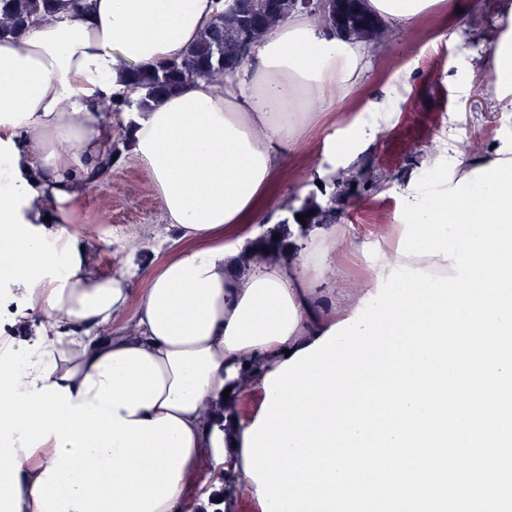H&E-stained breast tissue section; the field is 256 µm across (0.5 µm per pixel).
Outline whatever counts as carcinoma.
<instances>
[{
	"label": "carcinoma",
	"mask_w": 512,
	"mask_h": 512,
	"mask_svg": "<svg viewBox=\"0 0 512 512\" xmlns=\"http://www.w3.org/2000/svg\"><path fill=\"white\" fill-rule=\"evenodd\" d=\"M293 0H235L234 6L216 16L199 35L188 56L168 62L154 71L131 70V85L142 91L136 101L127 98L112 101V110L121 112L135 106L146 108L159 102L172 91L201 78L222 79L233 75L244 65L251 50L294 11ZM342 20L349 37L368 40L378 18L367 13L363 0H346ZM41 17L55 19L62 0H0V40L16 35L32 22L36 5ZM298 213L308 224H331L336 221V198L322 205L307 200ZM288 243L281 238L260 239L257 249L248 257L255 264L283 257Z\"/></svg>",
	"instance_id": "cac0c4a2"
}]
</instances>
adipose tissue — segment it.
<instances>
[{
  "mask_svg": "<svg viewBox=\"0 0 512 512\" xmlns=\"http://www.w3.org/2000/svg\"><path fill=\"white\" fill-rule=\"evenodd\" d=\"M231 0H87L0 42V512H231L246 475L250 422L227 393L263 391L288 352L354 316L393 266L453 273L440 256L389 241L362 292L324 287L344 227L313 228L287 262L244 265L288 145L310 107L364 80L371 46L296 12L268 33L243 74L199 80L151 108L128 95L130 69L182 59ZM436 0H365L400 30ZM379 111L328 136V165L372 141ZM124 136L147 169L179 251L100 271L97 244L64 229ZM142 275L145 288L133 292ZM127 317L129 328L119 327ZM224 465V498L186 493L203 459Z\"/></svg>",
  "mask_w": 512,
  "mask_h": 512,
  "instance_id": "obj_1",
  "label": "adipose tissue"
}]
</instances>
